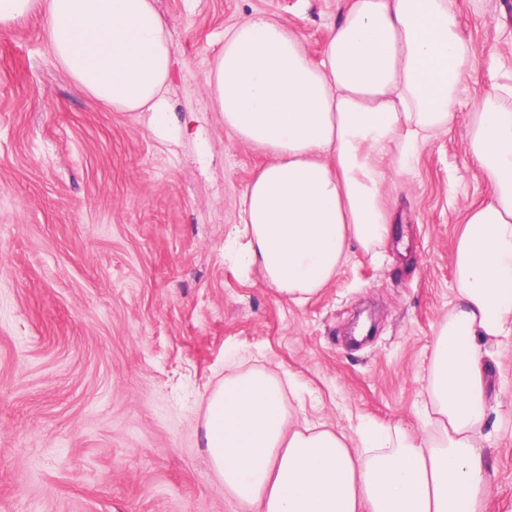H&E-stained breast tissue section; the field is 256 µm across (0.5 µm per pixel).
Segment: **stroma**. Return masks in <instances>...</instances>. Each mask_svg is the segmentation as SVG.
<instances>
[{"mask_svg": "<svg viewBox=\"0 0 512 512\" xmlns=\"http://www.w3.org/2000/svg\"><path fill=\"white\" fill-rule=\"evenodd\" d=\"M349 0H154L178 64L168 128L79 92L34 11L0 25V512H239L212 476L203 399L224 368L287 370L296 419L420 434L451 254L488 180L467 152L472 98L512 86V0H451L475 57L455 125L404 174L382 162L393 232L351 248L307 304L224 257L266 156L225 129L207 74L263 12L319 58ZM375 314L368 341L354 314ZM494 472L479 512H512V336L486 344Z\"/></svg>", "mask_w": 512, "mask_h": 512, "instance_id": "stroma-1", "label": "stroma"}]
</instances>
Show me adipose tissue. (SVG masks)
Masks as SVG:
<instances>
[{
  "mask_svg": "<svg viewBox=\"0 0 512 512\" xmlns=\"http://www.w3.org/2000/svg\"><path fill=\"white\" fill-rule=\"evenodd\" d=\"M35 10L77 90L165 131L175 51L153 0H0V25ZM474 55L449 0H352L316 60L272 16L235 25L207 82L225 128L270 158L240 199L236 262L301 305L351 244L380 248L392 227L379 162L454 126ZM468 152L492 194L468 208L451 256L457 301L428 373L435 430L363 427L352 441L295 420L287 373L228 371L204 402L202 436L247 512H477L491 484L482 343L512 334V108L499 97L474 102Z\"/></svg>",
  "mask_w": 512,
  "mask_h": 512,
  "instance_id": "1",
  "label": "adipose tissue"
}]
</instances>
